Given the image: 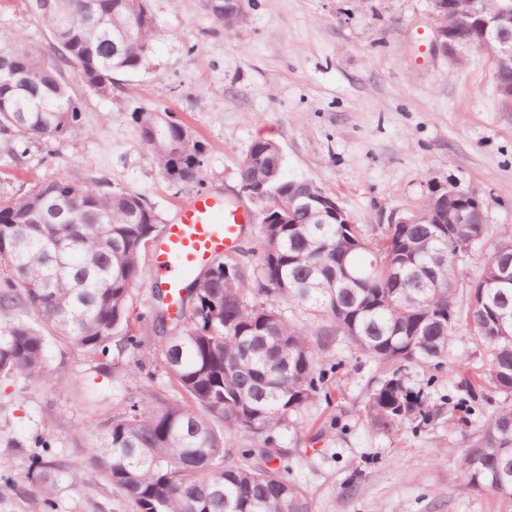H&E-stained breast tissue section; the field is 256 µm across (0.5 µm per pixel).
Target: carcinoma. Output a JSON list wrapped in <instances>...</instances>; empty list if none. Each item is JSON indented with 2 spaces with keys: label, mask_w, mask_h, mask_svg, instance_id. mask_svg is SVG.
I'll return each mask as SVG.
<instances>
[{
  "label": "carcinoma",
  "mask_w": 512,
  "mask_h": 512,
  "mask_svg": "<svg viewBox=\"0 0 512 512\" xmlns=\"http://www.w3.org/2000/svg\"><path fill=\"white\" fill-rule=\"evenodd\" d=\"M27 2L52 41L44 51L0 23V137L14 161L26 153V140L80 127L79 102L63 80L67 69L77 70L91 93L109 98L115 74L140 69L157 35L150 0ZM213 3L205 0L207 10L231 35L244 16H226ZM432 21L450 36L474 43L481 37L480 17L467 0H436ZM10 69L21 80L8 78ZM131 119L164 179L203 181L202 142L193 138L181 155L172 154L184 124L141 107ZM240 175L242 186L264 189L262 206L275 213L288 206L291 190L301 189L283 176L281 150L268 141L251 146ZM52 198L68 201L72 223H35ZM160 223L145 198L102 179L62 176L23 191L0 181V374L47 378L49 332L93 354L116 336L117 352L139 348L146 333H127V303L142 274L144 236ZM485 233L484 224H450L443 235L425 221L391 224L370 243L358 228L332 219L317 224L304 212L290 224L261 225L254 276L233 259L218 262L191 282L192 306L169 326L164 296L154 292L152 333L186 400L140 386L105 423L79 428L90 439V465L136 512H313L307 492L267 462L281 454L276 435L322 393L317 351L339 336L388 369L366 402L373 429L430 424L424 391L403 371L443 366L462 326L485 352L481 365L466 368L470 396L491 388L511 397L512 283H498L503 265L512 263L511 234L486 255L466 303L458 297L460 258ZM284 305L316 313L324 325L288 317ZM226 431L262 440L263 463H227ZM457 466L465 488L512 501L511 403L483 422ZM46 467L42 455H32L28 479L52 509Z\"/></svg>",
  "instance_id": "cac0c4a2"
}]
</instances>
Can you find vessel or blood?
Returning <instances> with one entry per match:
<instances>
[{"mask_svg": "<svg viewBox=\"0 0 512 512\" xmlns=\"http://www.w3.org/2000/svg\"><path fill=\"white\" fill-rule=\"evenodd\" d=\"M178 212L177 221L166 226L151 265L172 299L181 294L194 269L238 248L247 219L241 204L207 192L184 201Z\"/></svg>", "mask_w": 512, "mask_h": 512, "instance_id": "vessel-or-blood-1", "label": "vessel or blood"}]
</instances>
